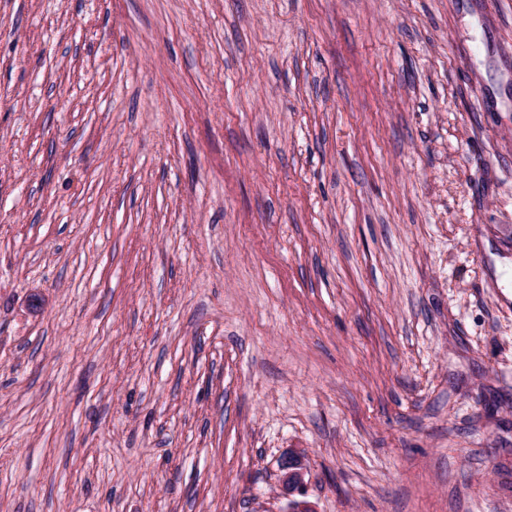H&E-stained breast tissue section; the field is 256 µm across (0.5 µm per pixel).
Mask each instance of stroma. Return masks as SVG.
I'll use <instances>...</instances> for the list:
<instances>
[{"instance_id":"obj_1","label":"stroma","mask_w":512,"mask_h":512,"mask_svg":"<svg viewBox=\"0 0 512 512\" xmlns=\"http://www.w3.org/2000/svg\"><path fill=\"white\" fill-rule=\"evenodd\" d=\"M293 450L512 512V0H0V512H286Z\"/></svg>"}]
</instances>
